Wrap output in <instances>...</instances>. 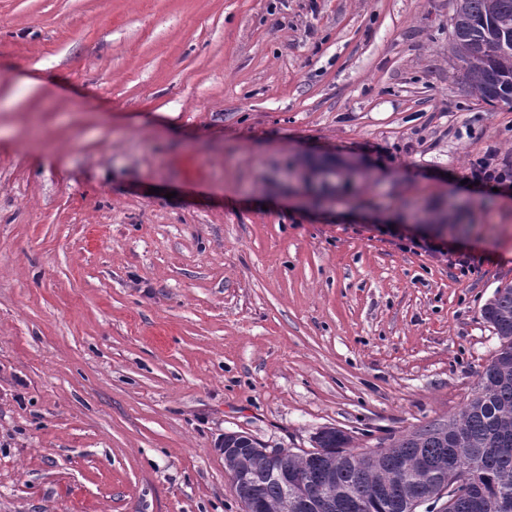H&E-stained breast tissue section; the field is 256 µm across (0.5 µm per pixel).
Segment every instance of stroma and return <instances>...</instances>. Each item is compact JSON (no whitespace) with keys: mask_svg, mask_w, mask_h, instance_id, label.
<instances>
[{"mask_svg":"<svg viewBox=\"0 0 512 512\" xmlns=\"http://www.w3.org/2000/svg\"><path fill=\"white\" fill-rule=\"evenodd\" d=\"M452 12L0 0V512H243L225 433L360 452L464 407L512 283V186L465 181L512 106Z\"/></svg>","mask_w":512,"mask_h":512,"instance_id":"1","label":"stroma"}]
</instances>
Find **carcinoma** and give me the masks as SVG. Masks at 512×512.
I'll return each mask as SVG.
<instances>
[{
  "label": "carcinoma",
  "mask_w": 512,
  "mask_h": 512,
  "mask_svg": "<svg viewBox=\"0 0 512 512\" xmlns=\"http://www.w3.org/2000/svg\"><path fill=\"white\" fill-rule=\"evenodd\" d=\"M452 52L461 63L469 91L488 104L512 105V0H454L451 16ZM481 316L499 339L477 388L462 411L446 421L416 429L391 447L366 452L349 448L348 438L333 429L314 450L285 451L288 471L318 483L326 469L336 466V507L333 512H408L420 492L434 493L446 475L437 464L449 458L465 464L459 478L473 488L450 512H512V283L499 286L483 306ZM242 449L224 461L230 475L242 468L261 490L257 512H273L287 487L270 475L269 460L251 436L236 432L224 447ZM421 459L428 469H402L405 461ZM397 483L399 492L382 496L378 489Z\"/></svg>",
  "instance_id": "cac0c4a2"
}]
</instances>
